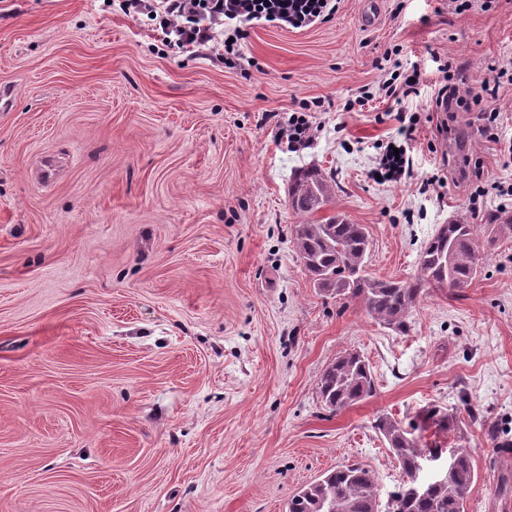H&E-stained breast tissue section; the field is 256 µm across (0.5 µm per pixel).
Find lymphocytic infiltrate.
<instances>
[{
	"instance_id": "1",
	"label": "lymphocytic infiltrate",
	"mask_w": 512,
	"mask_h": 512,
	"mask_svg": "<svg viewBox=\"0 0 512 512\" xmlns=\"http://www.w3.org/2000/svg\"><path fill=\"white\" fill-rule=\"evenodd\" d=\"M119 6L124 14L146 17L163 46L212 55L228 67L241 58L252 21L302 29L327 22L336 12V0H120ZM228 24L234 27L232 39L219 42L218 34ZM442 71L443 81L436 96L425 103L424 112L480 109L486 138L497 141V109L482 106V97L470 96L460 86L456 66L444 64Z\"/></svg>"
}]
</instances>
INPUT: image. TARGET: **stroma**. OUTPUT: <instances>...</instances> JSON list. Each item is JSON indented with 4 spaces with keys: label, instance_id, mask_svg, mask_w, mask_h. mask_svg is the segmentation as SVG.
<instances>
[{
    "label": "stroma",
    "instance_id": "35a3bbf8",
    "mask_svg": "<svg viewBox=\"0 0 512 512\" xmlns=\"http://www.w3.org/2000/svg\"><path fill=\"white\" fill-rule=\"evenodd\" d=\"M337 0L303 29L260 21L227 68L163 52L145 21L103 0H0V512H287L341 464L400 479L377 416L456 409L420 444L468 449L466 512H512V232L485 229L512 202L472 210L454 147L512 183V82L498 141L476 113L418 125L410 178L372 175L396 113L437 92L456 60L471 95L512 68V0L455 14L449 0ZM399 48L418 95L379 97L376 63ZM323 101L314 143L277 134L301 100ZM333 186L331 210L370 234L369 270L418 273L439 225H476L482 272L427 289L407 333L359 300L321 296L301 266L288 201L296 169ZM441 185L422 190L426 176ZM376 393L338 413L318 380L345 350ZM423 421L446 432L454 431L457 428L456 414L441 406H430L423 415Z\"/></svg>",
    "mask_w": 512,
    "mask_h": 512
}]
</instances>
